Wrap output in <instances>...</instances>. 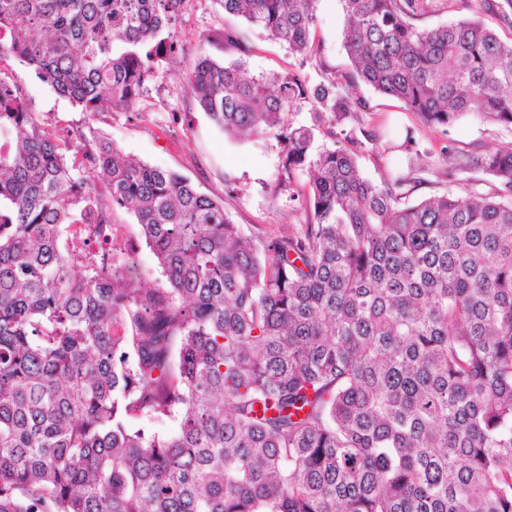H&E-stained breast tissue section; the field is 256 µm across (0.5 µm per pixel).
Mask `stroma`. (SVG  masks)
<instances>
[{
  "mask_svg": "<svg viewBox=\"0 0 512 512\" xmlns=\"http://www.w3.org/2000/svg\"><path fill=\"white\" fill-rule=\"evenodd\" d=\"M477 16L502 40L512 39V23L482 11L478 0H429L414 22L433 28ZM343 26L337 0H318L313 50L302 57L242 18L225 14L219 0H181L170 22L179 49L159 61L134 111L101 112L93 117L37 80L17 60L4 59L0 70L21 84L31 111L46 128L92 144L103 137L141 162L179 172L201 192L222 198L232 221L259 240L294 232L305 224L308 179L305 172H296L290 190L277 191L283 145L275 133L228 136L198 106L186 77L199 52L227 61L237 56L236 51L206 43V35L221 33L223 28L242 35L249 49L248 76L297 75L311 87L335 80L337 95L355 101L354 112L337 121L331 114H316L309 101L301 100L289 112L288 122L314 127V148L337 144L355 153L368 178L395 173L408 176V202L448 191L443 147L453 148L461 156H478L512 144V129L487 122L473 112L461 114L445 127L426 126L399 100L357 80L342 44ZM394 133L410 137L408 151L381 149V142ZM112 242L120 257L135 254L143 283L153 287L164 283L162 270L132 215L117 214Z\"/></svg>",
  "mask_w": 512,
  "mask_h": 512,
  "instance_id": "1",
  "label": "stroma"
}]
</instances>
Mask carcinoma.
Instances as JSON below:
<instances>
[{
	"label": "carcinoma",
	"instance_id": "1",
	"mask_svg": "<svg viewBox=\"0 0 512 512\" xmlns=\"http://www.w3.org/2000/svg\"><path fill=\"white\" fill-rule=\"evenodd\" d=\"M177 2L0 0V61L130 110L177 50ZM220 2L312 51L318 0ZM338 2L360 81L428 127H512V41L421 29L425 0ZM245 66L204 54L188 83L224 133L276 132L278 185L307 173V224L264 241L181 174L49 131L0 71V512H512V145L469 160L488 192L407 204L403 175L283 124L299 100L352 112L334 81L272 93ZM119 210L164 284L74 243Z\"/></svg>",
	"mask_w": 512,
	"mask_h": 512
}]
</instances>
